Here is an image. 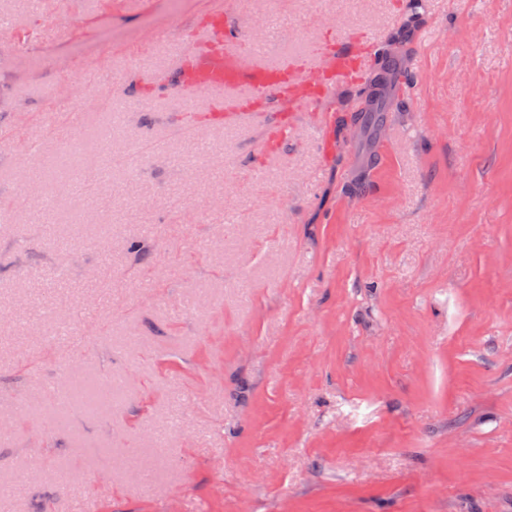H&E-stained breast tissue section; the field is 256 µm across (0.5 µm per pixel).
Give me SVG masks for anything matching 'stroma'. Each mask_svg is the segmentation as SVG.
<instances>
[{
  "label": "stroma",
  "mask_w": 512,
  "mask_h": 512,
  "mask_svg": "<svg viewBox=\"0 0 512 512\" xmlns=\"http://www.w3.org/2000/svg\"><path fill=\"white\" fill-rule=\"evenodd\" d=\"M215 9L416 92L268 156L153 93ZM0 416V512H512V0H0Z\"/></svg>",
  "instance_id": "obj_1"
}]
</instances>
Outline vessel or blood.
Segmentation results:
<instances>
[{
	"mask_svg": "<svg viewBox=\"0 0 512 512\" xmlns=\"http://www.w3.org/2000/svg\"><path fill=\"white\" fill-rule=\"evenodd\" d=\"M380 46L377 39L367 46L348 38L318 39L306 54L268 62L245 51L215 10L196 29L190 52L170 68L169 84L209 95L228 122L250 118L262 108L272 118L266 139L272 154L295 130L291 111L317 108L336 89L361 87L378 63Z\"/></svg>",
	"mask_w": 512,
	"mask_h": 512,
	"instance_id": "b4317fda",
	"label": "vessel or blood"
}]
</instances>
